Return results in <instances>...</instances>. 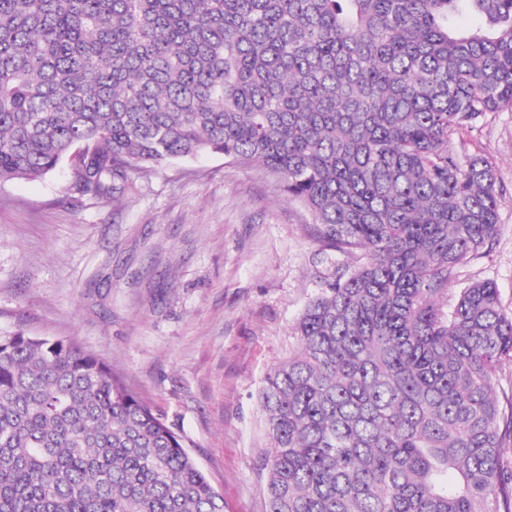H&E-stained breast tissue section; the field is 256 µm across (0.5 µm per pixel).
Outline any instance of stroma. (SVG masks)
Returning <instances> with one entry per match:
<instances>
[{
	"instance_id": "35a3bbf8",
	"label": "stroma",
	"mask_w": 512,
	"mask_h": 512,
	"mask_svg": "<svg viewBox=\"0 0 512 512\" xmlns=\"http://www.w3.org/2000/svg\"><path fill=\"white\" fill-rule=\"evenodd\" d=\"M451 141L491 163L500 206L448 298L489 280L511 311L512 112ZM71 183L67 161L0 182V333L76 339L181 436L224 512H268L265 378L296 350L309 300L362 252L326 249L275 176L221 154L143 170L114 198Z\"/></svg>"
}]
</instances>
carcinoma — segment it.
<instances>
[{
  "mask_svg": "<svg viewBox=\"0 0 512 512\" xmlns=\"http://www.w3.org/2000/svg\"><path fill=\"white\" fill-rule=\"evenodd\" d=\"M475 15L481 25L456 21ZM512 110V0H0V181L72 190L258 162L334 249L265 378L269 512H512V313L457 268L496 173L448 140ZM0 512H224L183 440L73 339L0 334Z\"/></svg>",
  "mask_w": 512,
  "mask_h": 512,
  "instance_id": "obj_1",
  "label": "carcinoma"
}]
</instances>
